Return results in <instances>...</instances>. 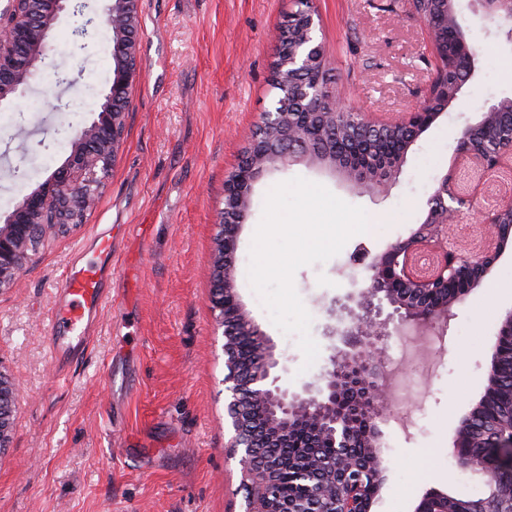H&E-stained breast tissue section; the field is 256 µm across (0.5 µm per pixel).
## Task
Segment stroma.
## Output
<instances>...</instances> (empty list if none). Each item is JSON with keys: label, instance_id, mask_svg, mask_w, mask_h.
<instances>
[{"label": "stroma", "instance_id": "35a3bbf8", "mask_svg": "<svg viewBox=\"0 0 512 512\" xmlns=\"http://www.w3.org/2000/svg\"><path fill=\"white\" fill-rule=\"evenodd\" d=\"M329 60L331 87L346 105L394 119L422 105L433 77L427 27L409 0H309ZM49 55L16 106L0 113V214L12 211L70 152L112 81V34L93 25L106 0H75ZM298 0H140V73L130 92L124 142L97 206L0 292V367L18 387L9 448L0 452V512H240L235 462L226 460L224 337L210 309L214 239L224 182L271 109L278 37ZM478 49L458 100L410 147L388 192L348 189L319 167L293 162L264 175L240 234V299L277 345L281 375L296 389L327 366L334 298L352 287L343 272L357 247L379 254L425 219L439 180L455 172L473 212L448 219V244L492 246L477 214L512 196V161L492 171L458 159L463 128L512 98V43L497 20L457 0ZM87 36H78L80 28ZM74 78L59 89V74ZM302 177L362 207L373 223L325 263L300 267L295 288L319 346L311 366L297 335L277 329L248 281L250 246L267 192ZM111 233L112 300L93 340L55 375L48 320L60 275L94 233ZM512 309V250L454 309L440 347L406 356L387 350L411 425L383 427L388 464L372 512H414L427 489L482 498L484 479L453 448L462 416L483 392L502 316Z\"/></svg>", "mask_w": 512, "mask_h": 512}]
</instances>
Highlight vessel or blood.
Segmentation results:
<instances>
[{"instance_id":"1","label":"vessel or blood","mask_w":512,"mask_h":512,"mask_svg":"<svg viewBox=\"0 0 512 512\" xmlns=\"http://www.w3.org/2000/svg\"><path fill=\"white\" fill-rule=\"evenodd\" d=\"M98 260L85 259L76 254L73 264L54 290L51 310L50 353L56 365L64 367L85 349L86 331L102 311L108 292L105 259L112 256V237L101 234L94 239Z\"/></svg>"}]
</instances>
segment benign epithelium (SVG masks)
Instances as JSON below:
<instances>
[{
	"label": "benign epithelium",
	"instance_id": "7a95c632",
	"mask_svg": "<svg viewBox=\"0 0 512 512\" xmlns=\"http://www.w3.org/2000/svg\"><path fill=\"white\" fill-rule=\"evenodd\" d=\"M73 0H7L0 8V108L12 107L47 56L49 39ZM315 12L302 10L288 24L292 47L281 78L286 97L296 104L328 94V112L315 118L314 138L346 118L339 98L310 80L308 59L319 50ZM101 22L112 33L114 64L111 85L102 91L93 117L75 131L71 151L49 178L25 195L6 215H0V292L39 253L52 235L67 234L84 223L98 204L124 141L129 90L140 70L139 0H107ZM462 84L444 90L437 110L423 107L387 121H372L358 113L355 131L380 137L400 128L410 130L399 155L386 167L387 175L354 179L346 155L313 148L288 128V113L264 112L252 141L243 152L224 189V219L213 252L211 308L224 335V397L230 438L226 455L238 460L239 487L244 491L241 512H371L386 466L381 455V426L394 408L385 360L386 346L405 330L445 331L454 306L497 263L512 240V196L482 215L496 238L494 249L464 256L448 248V215L460 211L457 202L472 200L452 189L443 176L428 200L422 224L406 239L381 255L361 253L351 271L352 291L336 298L330 314L334 325L327 336L336 339L328 364L315 384L298 391L284 385L278 371L274 341L254 321L240 300L234 278L237 241L250 214L254 183L292 160H306L339 173L349 187L382 194L400 174L405 153L429 125L456 100ZM512 106L503 100L467 125L458 153L467 162L493 169L512 147L489 153L471 140L504 116ZM433 255L424 268L420 259ZM250 342V355L241 349ZM17 398L15 383L0 368V448L9 447L11 418ZM512 404V309L501 322L492 347L488 385L475 406L460 421L455 440L458 460L485 477L487 496H452L430 489L415 512H512V414L498 406ZM296 444L328 448L326 457L291 468L306 481L307 493L290 500L279 493L281 465L267 449Z\"/></svg>",
	"mask_w": 512,
	"mask_h": 512
}]
</instances>
